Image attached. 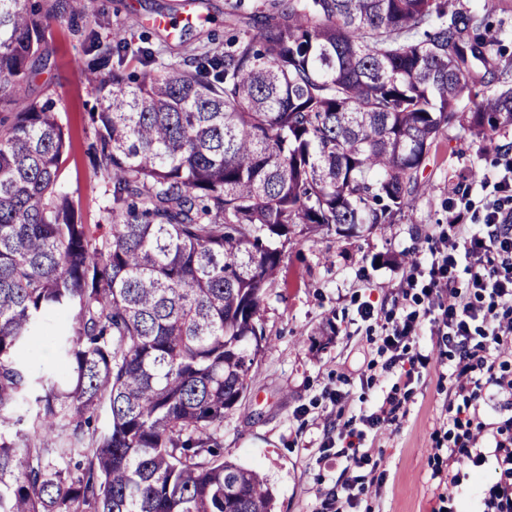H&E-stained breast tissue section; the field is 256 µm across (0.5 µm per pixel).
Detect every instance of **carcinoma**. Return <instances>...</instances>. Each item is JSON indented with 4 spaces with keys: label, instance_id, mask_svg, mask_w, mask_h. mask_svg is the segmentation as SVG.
I'll return each instance as SVG.
<instances>
[{
    "label": "carcinoma",
    "instance_id": "carcinoma-1",
    "mask_svg": "<svg viewBox=\"0 0 512 512\" xmlns=\"http://www.w3.org/2000/svg\"><path fill=\"white\" fill-rule=\"evenodd\" d=\"M89 0H0V104ZM264 22L168 63L116 33L85 154L103 225L59 181L55 103L0 119V512H273L224 460L286 245L393 224L468 99L479 155L512 126V30L460 0H273ZM54 363L30 369L38 336ZM109 422L93 427L101 410Z\"/></svg>",
    "mask_w": 512,
    "mask_h": 512
}]
</instances>
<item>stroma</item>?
<instances>
[{"instance_id":"35a3bbf8","label":"stroma","mask_w":512,"mask_h":512,"mask_svg":"<svg viewBox=\"0 0 512 512\" xmlns=\"http://www.w3.org/2000/svg\"><path fill=\"white\" fill-rule=\"evenodd\" d=\"M92 0L79 31L51 23L52 39L30 84V96L56 102L68 130L70 148L61 183L79 199L84 223H101L104 175L89 164L85 149L92 136L89 114L96 105L84 77L87 65L106 55L115 32L149 34L154 51L178 61L200 48L223 52L225 40L245 30L270 0ZM176 21L182 35L172 38L153 18ZM507 153L478 156L470 134L459 125L444 129L430 157L413 209L380 229L347 235L329 229L287 245L282 271L264 298L262 350L249 374L242 403L224 417V457L260 468L274 488L275 512H312L317 492L333 487L346 462L321 448L324 432L337 420H360L384 396L395 395L405 416L400 427L368 433L369 462L362 474H381L377 489L358 495L352 512H432L439 507L433 471H447L448 453L438 418L448 402V348L430 333L412 338L410 351L432 356L410 384L384 372L381 329L362 319L363 303L400 315L392 293L425 256L429 237L448 231V195L465 186L475 208L486 201V182L512 163V129L502 139ZM480 177H473V169ZM498 479L492 464L470 469L453 512H476L483 489Z\"/></svg>"}]
</instances>
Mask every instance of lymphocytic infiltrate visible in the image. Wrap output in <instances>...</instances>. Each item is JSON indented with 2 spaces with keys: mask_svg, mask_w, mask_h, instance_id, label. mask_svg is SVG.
I'll use <instances>...</instances> for the list:
<instances>
[{
  "mask_svg": "<svg viewBox=\"0 0 512 512\" xmlns=\"http://www.w3.org/2000/svg\"><path fill=\"white\" fill-rule=\"evenodd\" d=\"M499 202L486 207L484 231L467 235L469 208L450 211L452 234L439 238L429 250V260H415L413 273L397 291L406 301L413 288L427 300L423 311H411L402 319L382 323L381 348L388 357L385 371L411 377L413 368L427 367L430 356L410 353L411 337L429 329L441 338L454 362L448 373L454 403L442 419L446 426L448 463L452 466L482 465L493 458L498 481L485 490L480 512H512V418L498 424L486 420V406L501 401L512 407V365L504 359L512 353V168L493 186ZM468 276L469 297L457 288L459 273ZM400 403L386 396L363 416L362 429L343 426L336 434V455L350 468L366 458L361 449L367 431L381 430L398 421Z\"/></svg>",
  "mask_w": 512,
  "mask_h": 512,
  "instance_id": "f902f5d3",
  "label": "lymphocytic infiltrate"
}]
</instances>
